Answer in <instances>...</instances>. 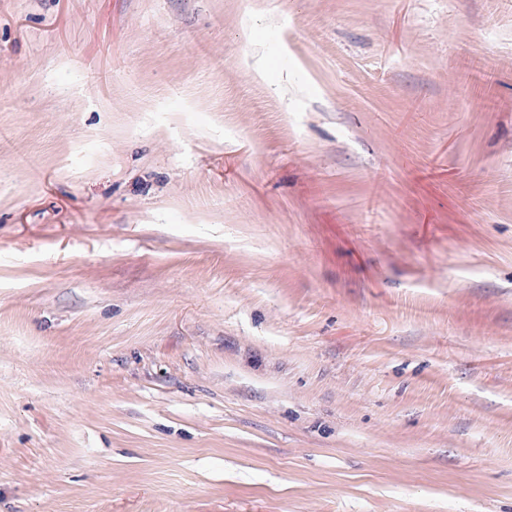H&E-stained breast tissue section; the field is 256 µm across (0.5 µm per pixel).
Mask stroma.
Here are the masks:
<instances>
[{
    "mask_svg": "<svg viewBox=\"0 0 512 512\" xmlns=\"http://www.w3.org/2000/svg\"><path fill=\"white\" fill-rule=\"evenodd\" d=\"M0 512H512V0H0Z\"/></svg>",
    "mask_w": 512,
    "mask_h": 512,
    "instance_id": "1",
    "label": "stroma"
}]
</instances>
